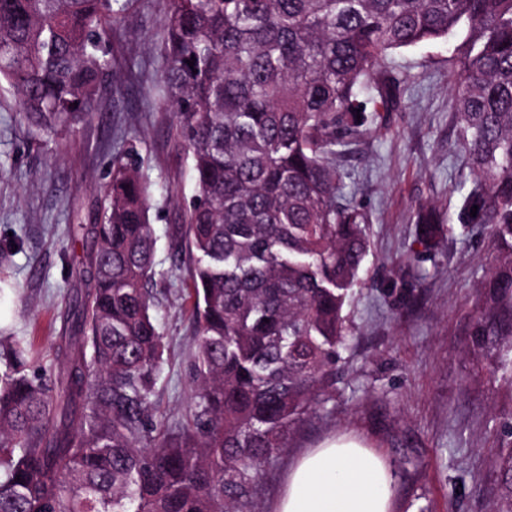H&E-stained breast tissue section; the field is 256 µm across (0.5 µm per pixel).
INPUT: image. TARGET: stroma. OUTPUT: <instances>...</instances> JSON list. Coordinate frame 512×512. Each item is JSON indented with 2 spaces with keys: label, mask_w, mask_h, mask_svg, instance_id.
<instances>
[{
  "label": "stroma",
  "mask_w": 512,
  "mask_h": 512,
  "mask_svg": "<svg viewBox=\"0 0 512 512\" xmlns=\"http://www.w3.org/2000/svg\"><path fill=\"white\" fill-rule=\"evenodd\" d=\"M164 35L163 0H135L110 44L120 82H104L94 119L75 132L32 131L13 94L0 90V252L9 255L0 271V334L27 337L44 366L57 365L75 270L91 249L71 227L100 221L112 158L136 143L153 184V284L167 345L156 411L176 429L194 405L183 220L194 182L164 106ZM457 43L391 53L386 64L404 80L398 103L336 158L347 201L371 219V253L344 309L356 343L336 366L334 399L289 434L258 483L254 512H270L302 451L342 434L392 463L395 512H489L495 499L490 439L512 409V390L467 349L473 285L491 242L480 232L436 252L418 242L420 206L448 216L472 180L451 91Z\"/></svg>",
  "instance_id": "1"
}]
</instances>
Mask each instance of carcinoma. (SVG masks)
Listing matches in <instances>:
<instances>
[{"instance_id":"obj_1","label":"carcinoma","mask_w":512,"mask_h":512,"mask_svg":"<svg viewBox=\"0 0 512 512\" xmlns=\"http://www.w3.org/2000/svg\"><path fill=\"white\" fill-rule=\"evenodd\" d=\"M131 0H0V82L48 135L95 116L112 24ZM162 82L191 160L195 405L173 436L154 413L157 317L150 186L131 144L69 300L58 370L0 338V512H247L288 433L333 399L354 341L343 315L370 250L336 155L393 102L391 52L464 34L452 90L473 179L421 244L488 226L469 349L512 386V0H163ZM194 60L189 67L188 60ZM478 206L476 216L471 208ZM492 512H512V409Z\"/></svg>"}]
</instances>
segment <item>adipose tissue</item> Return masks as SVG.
<instances>
[{
  "label": "adipose tissue",
  "mask_w": 512,
  "mask_h": 512,
  "mask_svg": "<svg viewBox=\"0 0 512 512\" xmlns=\"http://www.w3.org/2000/svg\"><path fill=\"white\" fill-rule=\"evenodd\" d=\"M395 485L383 455L342 436L297 460L274 512H393Z\"/></svg>",
  "instance_id": "ef3b65f1"
}]
</instances>
